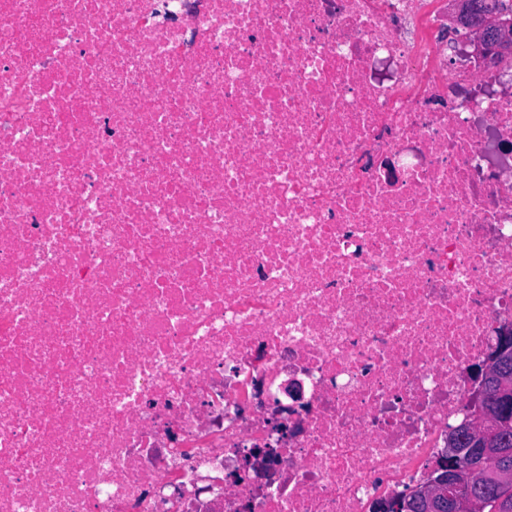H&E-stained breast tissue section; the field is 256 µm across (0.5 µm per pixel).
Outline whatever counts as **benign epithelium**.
<instances>
[{
	"label": "benign epithelium",
	"mask_w": 512,
	"mask_h": 512,
	"mask_svg": "<svg viewBox=\"0 0 512 512\" xmlns=\"http://www.w3.org/2000/svg\"><path fill=\"white\" fill-rule=\"evenodd\" d=\"M473 51H468V48ZM512 51V25L495 18H484L476 28L474 39L462 47V53H473L488 60H496ZM512 358V333L504 331L499 344L498 357L475 369L481 381L493 379L498 385L496 399L506 401L512 396V375L503 364ZM473 420L465 432L448 434L447 461L438 468V475L411 491L414 501L424 512H483L485 503L475 490L490 477L501 489L512 487V448L501 447L499 433L508 429L512 422L504 419L495 402L489 401L478 391L471 402ZM479 444V454L486 461V470H465L460 460L473 452Z\"/></svg>",
	"instance_id": "7a95c632"
}]
</instances>
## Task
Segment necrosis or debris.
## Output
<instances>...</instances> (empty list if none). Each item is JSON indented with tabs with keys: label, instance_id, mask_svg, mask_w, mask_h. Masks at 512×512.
I'll return each instance as SVG.
<instances>
[{
	"label": "necrosis or debris",
	"instance_id": "obj_1",
	"mask_svg": "<svg viewBox=\"0 0 512 512\" xmlns=\"http://www.w3.org/2000/svg\"><path fill=\"white\" fill-rule=\"evenodd\" d=\"M448 0H0V512H374L512 329V59Z\"/></svg>",
	"mask_w": 512,
	"mask_h": 512
}]
</instances>
